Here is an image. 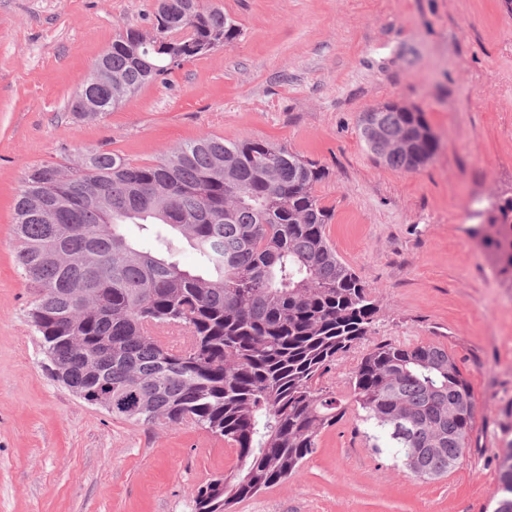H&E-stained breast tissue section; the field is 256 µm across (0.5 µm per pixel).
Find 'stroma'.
<instances>
[{"mask_svg": "<svg viewBox=\"0 0 512 512\" xmlns=\"http://www.w3.org/2000/svg\"><path fill=\"white\" fill-rule=\"evenodd\" d=\"M241 34L142 87L96 122L68 102L154 0H0V512H190L238 466L191 423L112 418L52 378L12 233L25 173L89 147L149 163L186 142L263 138L317 161L328 237L378 306L370 336L322 383L346 405L298 473L234 512H492L512 442V278L471 238L512 198V11L502 0H214ZM419 109L433 158L395 170L363 112ZM434 343L475 400L464 456L434 480L368 448L350 397L373 345Z\"/></svg>", "mask_w": 512, "mask_h": 512, "instance_id": "stroma-1", "label": "stroma"}]
</instances>
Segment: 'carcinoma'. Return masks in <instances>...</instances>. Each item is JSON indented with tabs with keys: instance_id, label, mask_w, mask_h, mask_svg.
I'll list each match as a JSON object with an SVG mask.
<instances>
[{
	"instance_id": "obj_1",
	"label": "carcinoma",
	"mask_w": 512,
	"mask_h": 512,
	"mask_svg": "<svg viewBox=\"0 0 512 512\" xmlns=\"http://www.w3.org/2000/svg\"><path fill=\"white\" fill-rule=\"evenodd\" d=\"M147 23L119 32L96 60L70 101L75 117L97 120L240 35L206 0H155ZM378 123L410 141L385 155L389 167L434 156L422 112H380ZM326 177L267 140L214 136L149 164L88 149L75 167L24 176L16 262L36 291L30 318L52 376L78 395L112 394L115 419L192 423L235 448L237 470L198 487L193 512H229L288 479L346 413L320 379L371 334L377 305L328 238L332 215L315 191ZM129 224L157 252L140 249ZM471 233L512 275V199ZM183 241L193 269L176 259ZM172 327L189 334L187 346L155 339ZM351 393L368 447L412 476L436 479L464 456L474 395L445 348L377 344L352 372ZM500 482L494 512H512V471Z\"/></svg>"
}]
</instances>
